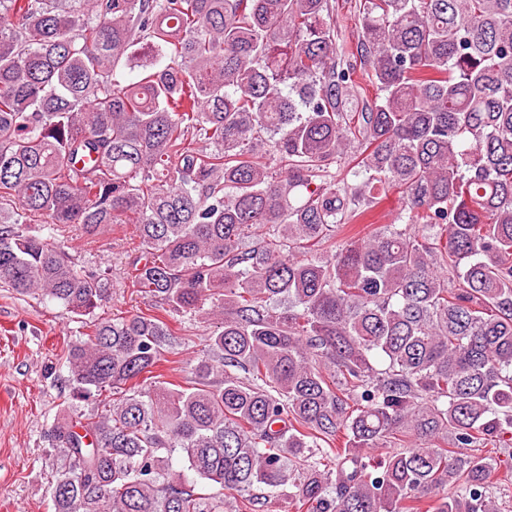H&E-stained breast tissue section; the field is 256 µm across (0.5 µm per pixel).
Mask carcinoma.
I'll return each mask as SVG.
<instances>
[{
	"instance_id": "obj_1",
	"label": "carcinoma",
	"mask_w": 512,
	"mask_h": 512,
	"mask_svg": "<svg viewBox=\"0 0 512 512\" xmlns=\"http://www.w3.org/2000/svg\"><path fill=\"white\" fill-rule=\"evenodd\" d=\"M355 9L348 52L336 0H0V280L91 328L54 512H498L458 449L512 447V0ZM391 189L404 227L336 241ZM33 220L134 224L129 287L219 309L187 385ZM353 6L354 0H336V29L338 30L339 43L344 48L355 50L360 29Z\"/></svg>"
}]
</instances>
